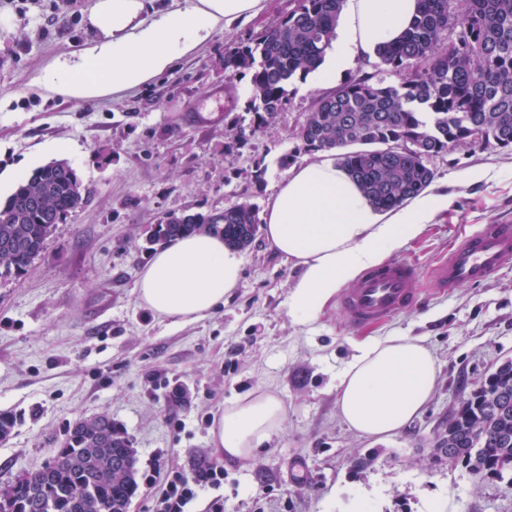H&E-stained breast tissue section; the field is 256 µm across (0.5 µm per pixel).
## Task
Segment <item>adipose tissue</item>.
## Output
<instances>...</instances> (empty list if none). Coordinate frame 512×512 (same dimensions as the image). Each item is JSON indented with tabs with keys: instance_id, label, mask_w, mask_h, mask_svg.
Masks as SVG:
<instances>
[{
	"instance_id": "ef3b65f1",
	"label": "adipose tissue",
	"mask_w": 512,
	"mask_h": 512,
	"mask_svg": "<svg viewBox=\"0 0 512 512\" xmlns=\"http://www.w3.org/2000/svg\"><path fill=\"white\" fill-rule=\"evenodd\" d=\"M264 2L170 0L158 8L151 0H91L86 23L93 40L57 57L42 71L38 85L76 103L135 90L171 71L217 32L258 15ZM417 9V0H349L333 51L317 70L318 80H333L354 59L375 55L410 25ZM447 205L446 195L426 192L382 212L330 155L295 166L262 214L270 247L301 270L291 293V314L302 322L311 320L337 288L417 237ZM240 273L236 251L220 237L197 233L153 255L140 274L137 298L157 316L196 321L223 305ZM437 377L435 356L417 340L387 336L365 341L338 375L339 414L359 435L391 437L430 401ZM284 418L278 397L256 391L215 417L212 443L224 457H252Z\"/></svg>"
}]
</instances>
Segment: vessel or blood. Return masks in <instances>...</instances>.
<instances>
[{
	"instance_id": "b4317fda",
	"label": "vessel or blood",
	"mask_w": 512,
	"mask_h": 512,
	"mask_svg": "<svg viewBox=\"0 0 512 512\" xmlns=\"http://www.w3.org/2000/svg\"><path fill=\"white\" fill-rule=\"evenodd\" d=\"M512 266V223L487 224L474 233H460L447 255L430 267L438 288L451 292L488 279L500 269ZM420 266L413 261L391 260L366 271L347 288L340 304L348 324L358 329L417 306Z\"/></svg>"
}]
</instances>
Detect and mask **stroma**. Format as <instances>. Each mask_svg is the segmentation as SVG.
Here are the masks:
<instances>
[{
    "label": "stroma",
    "mask_w": 512,
    "mask_h": 512,
    "mask_svg": "<svg viewBox=\"0 0 512 512\" xmlns=\"http://www.w3.org/2000/svg\"><path fill=\"white\" fill-rule=\"evenodd\" d=\"M87 3L0 0L12 21L0 31V175L50 163L45 147L61 142L75 147L68 161L90 189L26 274L0 279V412L19 418L0 442V481L39 470L69 424L106 414L125 429L139 471L223 468L224 512H345L359 492L368 512H512L506 482L434 454L474 382L512 359V268L446 295L422 276L417 307L354 331L333 299L310 322L291 315L300 270L260 235L240 253L236 288L207 317L182 323L137 300L155 225L242 202L265 209L288 175L283 157L313 160L292 132L323 90L315 75L291 84L275 123L240 143L238 126L253 119L250 78L224 65L229 46L276 22L292 0H266L259 15L133 93L78 106L46 96L36 80L92 40ZM428 165L448 206L394 258L426 264L459 228L512 221L511 151L458 147ZM475 169L486 177L471 181ZM382 336L420 340L438 380L418 416L376 440L341 419L336 378L358 341ZM258 389L282 401V427L255 456L226 459L211 442L212 421Z\"/></svg>",
    "instance_id": "1"
}]
</instances>
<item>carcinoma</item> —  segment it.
<instances>
[{
	"label": "carcinoma",
	"mask_w": 512,
	"mask_h": 512,
	"mask_svg": "<svg viewBox=\"0 0 512 512\" xmlns=\"http://www.w3.org/2000/svg\"><path fill=\"white\" fill-rule=\"evenodd\" d=\"M345 0H294L276 25L226 51V66L250 75L254 120L239 139L274 122L288 103V86L316 70L335 36ZM409 29L377 50L372 71L357 70L318 94L293 132L305 149L336 152L339 166L372 206L389 210L427 188V157L455 146L512 150V0H419ZM406 74L398 85L383 71ZM89 190L68 162L53 161L22 179L0 205V279L19 278L56 225L83 204ZM39 197L26 212L22 204ZM261 220L241 203L224 219H167L152 241L196 232L221 236L233 249L252 245ZM447 447L476 476L500 479L512 463V359L474 388L448 418ZM60 453L68 463L39 470L25 482H0L11 512H124L138 489L136 459L125 432L106 414L68 426Z\"/></svg>",
	"instance_id": "1"
}]
</instances>
